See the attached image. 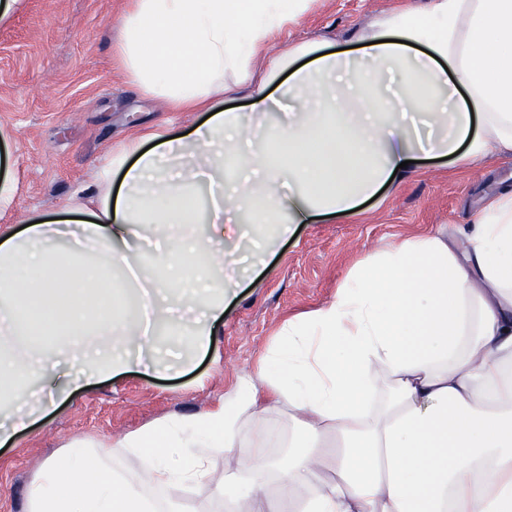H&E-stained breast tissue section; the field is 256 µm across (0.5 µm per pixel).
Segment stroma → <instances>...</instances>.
Returning a JSON list of instances; mask_svg holds the SVG:
<instances>
[{"mask_svg": "<svg viewBox=\"0 0 512 512\" xmlns=\"http://www.w3.org/2000/svg\"><path fill=\"white\" fill-rule=\"evenodd\" d=\"M427 0H313L310 10L270 39L320 35L350 45L374 17L416 10ZM136 0H24L0 25V147L17 191L0 225L26 215L64 216L69 200L91 185L112 154L150 131L189 133L205 113L169 107L134 84L120 57L121 22ZM512 183V157L485 170L423 162L351 218L298 225L227 303L209 351L189 362L165 347L160 372L99 380L71 400L37 414L0 448V512H25V491L41 464L76 439L109 445L174 415L216 412L237 375L271 345L288 319L330 302L348 268L387 242L464 223L479 191Z\"/></svg>", "mask_w": 512, "mask_h": 512, "instance_id": "obj_1", "label": "stroma"}]
</instances>
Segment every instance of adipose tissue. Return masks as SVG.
Listing matches in <instances>:
<instances>
[{"label":"adipose tissue","mask_w":512,"mask_h":512,"mask_svg":"<svg viewBox=\"0 0 512 512\" xmlns=\"http://www.w3.org/2000/svg\"><path fill=\"white\" fill-rule=\"evenodd\" d=\"M311 3L138 0L124 17L129 78L210 116L115 153L68 218L0 231V399L40 390L53 404L152 371L140 353L159 322L206 352L225 298L293 225L358 214L426 156H512V0H429L375 19L357 49L294 42L255 75L268 38ZM237 93L247 112L224 107ZM111 448L47 460L27 512H191L157 493L204 483L233 512H512V187L457 229L357 259L220 411Z\"/></svg>","instance_id":"adipose-tissue-1"}]
</instances>
